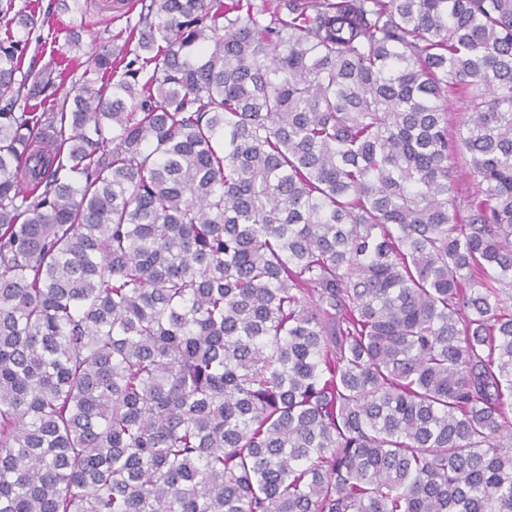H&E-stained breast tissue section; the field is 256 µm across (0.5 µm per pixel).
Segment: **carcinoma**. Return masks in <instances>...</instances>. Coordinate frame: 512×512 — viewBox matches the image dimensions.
I'll return each mask as SVG.
<instances>
[{
    "label": "carcinoma",
    "instance_id": "carcinoma-1",
    "mask_svg": "<svg viewBox=\"0 0 512 512\" xmlns=\"http://www.w3.org/2000/svg\"><path fill=\"white\" fill-rule=\"evenodd\" d=\"M134 5L0 0V512H512V0ZM58 0H42L41 6L43 12L47 9L49 14L48 25L51 28L50 32H55L53 37L56 36V47H61L66 38L68 37L70 28L72 26H79L81 16L79 13L66 12L58 8ZM48 25L44 28V35L48 32ZM89 5L83 16L82 49L84 52L98 49L111 34L125 26L126 16L135 14L138 7L125 13L135 0H88ZM107 1V2H106ZM112 1V9L107 6Z\"/></svg>",
    "mask_w": 512,
    "mask_h": 512
}]
</instances>
